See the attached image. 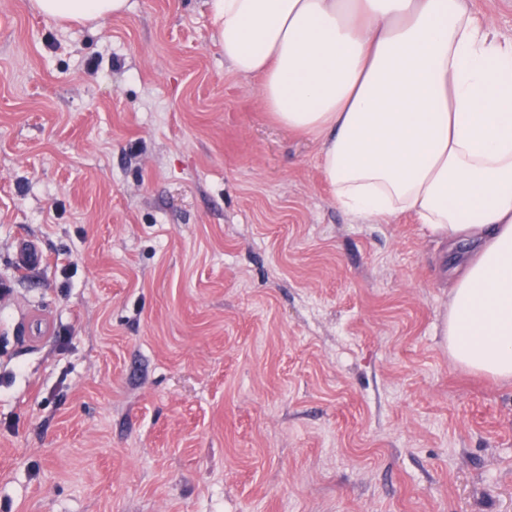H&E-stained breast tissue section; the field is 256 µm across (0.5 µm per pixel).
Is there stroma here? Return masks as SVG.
I'll list each match as a JSON object with an SVG mask.
<instances>
[{"label": "stroma", "mask_w": 512, "mask_h": 512, "mask_svg": "<svg viewBox=\"0 0 512 512\" xmlns=\"http://www.w3.org/2000/svg\"><path fill=\"white\" fill-rule=\"evenodd\" d=\"M215 32L0 0V512H512V380L448 353L447 245L341 210ZM17 266L21 271L34 270L42 265L44 257L38 246L27 239H22L16 246Z\"/></svg>", "instance_id": "35a3bbf8"}]
</instances>
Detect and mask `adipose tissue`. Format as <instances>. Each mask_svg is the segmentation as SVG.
<instances>
[{
	"mask_svg": "<svg viewBox=\"0 0 512 512\" xmlns=\"http://www.w3.org/2000/svg\"><path fill=\"white\" fill-rule=\"evenodd\" d=\"M51 21L128 0H33ZM234 72L267 112L321 143L336 204L412 215L455 250L448 351L512 380V40L465 0H209Z\"/></svg>",
	"mask_w": 512,
	"mask_h": 512,
	"instance_id": "ef3b65f1",
	"label": "adipose tissue"
}]
</instances>
